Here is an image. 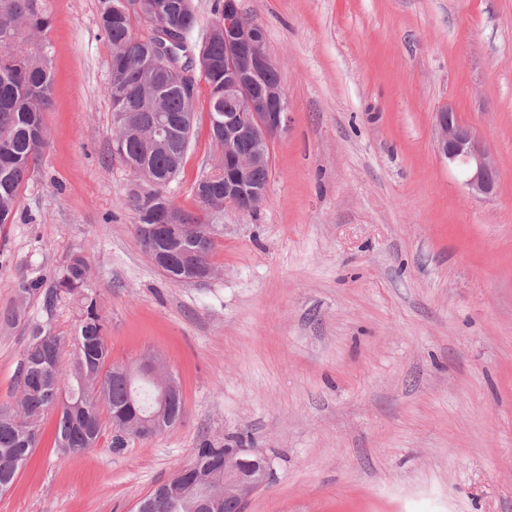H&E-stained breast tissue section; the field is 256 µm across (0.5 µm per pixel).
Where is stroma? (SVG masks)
I'll return each mask as SVG.
<instances>
[{"label":"stroma","mask_w":512,"mask_h":512,"mask_svg":"<svg viewBox=\"0 0 512 512\" xmlns=\"http://www.w3.org/2000/svg\"><path fill=\"white\" fill-rule=\"evenodd\" d=\"M54 87L42 167L0 228V311L23 275L53 288L84 252L116 363L165 360L183 395L158 436L104 425L63 456L55 414L0 512H132L200 442L272 461L244 512H512V0H239L264 29L290 125L270 145L259 210L225 208L213 275L171 280L144 252L130 203L149 185L113 149L111 46L100 0H40ZM167 189L217 152L209 89ZM452 106L497 158L496 194L471 198L437 155ZM62 297L0 328V404L30 327L70 336Z\"/></svg>","instance_id":"obj_1"}]
</instances>
